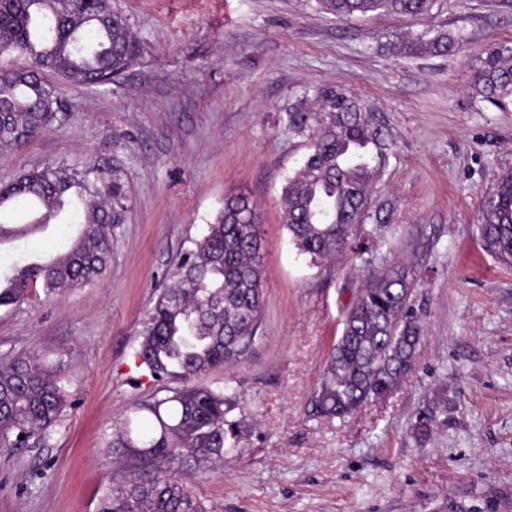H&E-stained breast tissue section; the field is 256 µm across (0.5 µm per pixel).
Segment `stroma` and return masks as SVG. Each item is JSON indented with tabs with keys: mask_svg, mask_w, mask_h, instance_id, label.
Here are the masks:
<instances>
[{
	"mask_svg": "<svg viewBox=\"0 0 512 512\" xmlns=\"http://www.w3.org/2000/svg\"><path fill=\"white\" fill-rule=\"evenodd\" d=\"M136 36L130 65L84 86L47 74L60 110L22 147L0 151V184L65 166L125 209L99 281L0 308V354L63 358L71 403L47 443H0V512H98L135 466L112 454L115 423L168 381L133 353L153 294L187 239L225 196L247 195L263 225L264 307L235 366L202 374L228 387L236 450L184 477L218 512H512V264L477 231L483 199L512 170V112L475 99L489 43L512 45V0H439L431 22L458 33L445 56H402L394 34L423 18L339 20L313 0H111ZM368 100L394 136L364 254H299L283 226L282 186L308 153L282 119L316 85ZM63 225L0 246V275L53 251ZM399 264L422 328L412 371L345 419L311 398L369 276Z\"/></svg>",
	"mask_w": 512,
	"mask_h": 512,
	"instance_id": "1",
	"label": "stroma"
}]
</instances>
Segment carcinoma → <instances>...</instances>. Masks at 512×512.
<instances>
[{"mask_svg":"<svg viewBox=\"0 0 512 512\" xmlns=\"http://www.w3.org/2000/svg\"><path fill=\"white\" fill-rule=\"evenodd\" d=\"M336 18L389 13L430 16L438 0H315ZM460 35L431 26L399 36L403 54L446 55ZM135 35L112 10L111 0H0V54L17 52L23 67H0V150L22 146L57 113L55 90L41 77L97 85L125 70ZM475 97L501 112L512 110V45L495 43L476 74ZM283 121L309 139L310 153L283 189L284 227L311 260H330L351 245L352 231L369 217L375 184L393 148L390 128L352 92L321 86L285 110ZM104 194L110 210L124 208L118 181L103 188L64 167H46L0 185V208L24 201L41 212L30 224L0 220V242L16 239L66 215L81 230L49 262L14 267L0 281V308L24 300L39 284L47 296L81 288L105 274L117 225L107 210L87 203ZM480 237L501 260L512 262V171L501 174L482 205ZM158 288L134 351L137 367L153 379L180 386L131 409L110 447L151 468L105 493L100 512H215L176 477L224 466L234 450L231 402L222 389L194 383L200 375L241 360L254 342L263 309V230L259 214L242 194L226 198L215 223L189 240ZM413 281L400 265L372 276L349 311L312 397L315 414L346 417L386 397L411 371L420 326L409 315ZM63 360L51 367L36 353L0 357V437L13 446L46 442L68 407L59 385Z\"/></svg>","mask_w":512,"mask_h":512,"instance_id":"carcinoma-1","label":"carcinoma"}]
</instances>
